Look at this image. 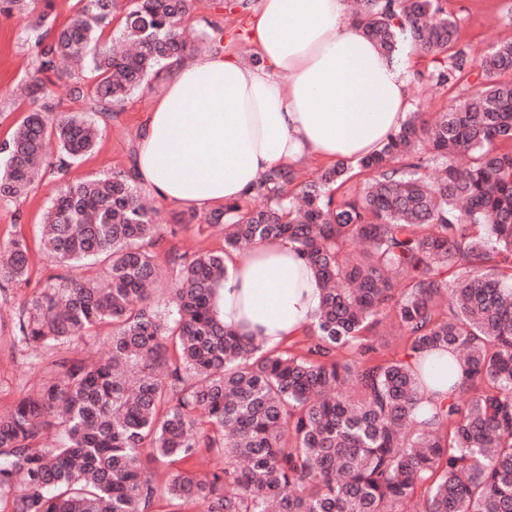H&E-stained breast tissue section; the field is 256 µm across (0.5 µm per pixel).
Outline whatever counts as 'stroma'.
Returning a JSON list of instances; mask_svg holds the SVG:
<instances>
[{"mask_svg": "<svg viewBox=\"0 0 512 512\" xmlns=\"http://www.w3.org/2000/svg\"><path fill=\"white\" fill-rule=\"evenodd\" d=\"M512 0H448L449 11L461 20V40L471 45L474 53L498 41L512 40V25L504 15ZM249 15L240 6V0H198L193 12L186 18L187 37L197 38L199 52H207V35L222 30L223 44L228 49L244 53ZM23 27L17 17L0 15V109L6 114L0 118V142L10 139L15 127L24 119L27 106L12 99L10 92L28 76L27 52L20 40ZM162 80L152 81L149 87L133 94L122 111L112 117L99 118L101 136L96 148L65 174H50L34 184L27 195L16 202L0 204V242L14 235H26L34 248L30 258L28 284L0 290V410L9 407L19 394L36 385L40 367L28 352L13 344L11 319L23 299L42 288L47 277L55 273L53 260L36 243L40 235L43 213L57 191L67 183L87 177L129 170L136 150V134L163 92ZM158 222L164 237L157 249L159 264H166L170 252H215L224 247L221 226L194 223L181 225L182 208L162 201H154Z\"/></svg>", "mask_w": 512, "mask_h": 512, "instance_id": "35a3bbf8", "label": "stroma"}]
</instances>
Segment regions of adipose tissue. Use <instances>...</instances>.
<instances>
[{"mask_svg": "<svg viewBox=\"0 0 512 512\" xmlns=\"http://www.w3.org/2000/svg\"><path fill=\"white\" fill-rule=\"evenodd\" d=\"M248 32L246 55L219 47L168 69L133 166L159 200L207 212L312 155L356 163L406 121L405 70L363 34L346 0H259ZM224 263L216 309L226 326L273 348L315 322L318 281L287 242Z\"/></svg>", "mask_w": 512, "mask_h": 512, "instance_id": "1", "label": "adipose tissue"}]
</instances>
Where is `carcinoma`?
Wrapping results in <instances>:
<instances>
[{
	"label": "carcinoma",
	"mask_w": 512,
	"mask_h": 512,
	"mask_svg": "<svg viewBox=\"0 0 512 512\" xmlns=\"http://www.w3.org/2000/svg\"><path fill=\"white\" fill-rule=\"evenodd\" d=\"M77 2L55 28L50 0H0L37 33L27 115L0 146L1 203L92 152L97 115L193 52L181 23L194 0ZM445 3L360 0L357 19L396 63L427 62L415 81L480 90L431 123L410 113L355 167L300 184L272 171L245 200L190 214L224 224V248L171 254L158 295L161 225L133 174L59 191L40 245L62 272L14 321V342L53 360L0 414V512H512V42L471 55ZM57 87L87 109L55 114ZM356 177L362 189L336 197ZM271 239L296 247L322 291L297 349H266L213 310L224 257ZM30 255L23 236L0 243V282L28 283ZM387 320L405 337L388 356ZM104 326L106 355L80 357ZM445 351L448 392L423 405ZM151 463L171 471L158 481Z\"/></svg>",
	"instance_id": "carcinoma-1"
}]
</instances>
